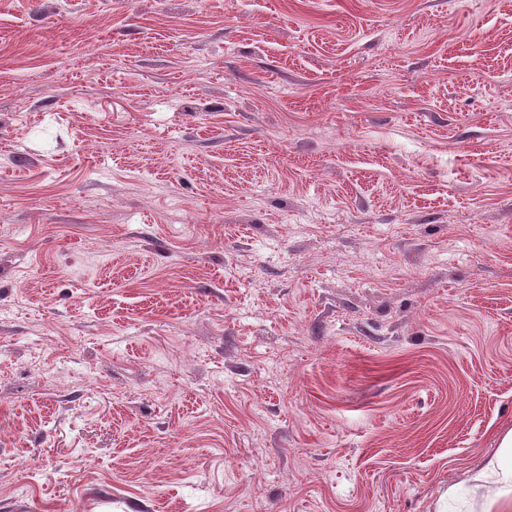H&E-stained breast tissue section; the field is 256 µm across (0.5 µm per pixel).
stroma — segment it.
Instances as JSON below:
<instances>
[{
	"label": "stroma",
	"mask_w": 512,
	"mask_h": 512,
	"mask_svg": "<svg viewBox=\"0 0 512 512\" xmlns=\"http://www.w3.org/2000/svg\"><path fill=\"white\" fill-rule=\"evenodd\" d=\"M512 430V0H0V512H482Z\"/></svg>",
	"instance_id": "stroma-1"
}]
</instances>
